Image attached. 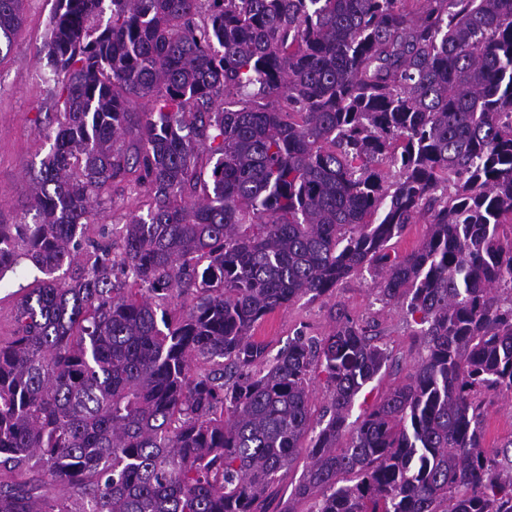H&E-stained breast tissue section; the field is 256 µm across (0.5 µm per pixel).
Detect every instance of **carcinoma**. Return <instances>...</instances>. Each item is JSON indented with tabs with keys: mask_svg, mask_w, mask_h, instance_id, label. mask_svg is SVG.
I'll list each match as a JSON object with an SVG mask.
<instances>
[{
	"mask_svg": "<svg viewBox=\"0 0 512 512\" xmlns=\"http://www.w3.org/2000/svg\"><path fill=\"white\" fill-rule=\"evenodd\" d=\"M24 2L0 0V55ZM103 2L57 0L36 219L0 224V281L28 280L0 512H266L303 450L310 512H512L480 401L512 395V0H110L102 25ZM130 174L146 213L91 236ZM362 268L421 352L350 428L391 360L374 326L274 356L252 330ZM426 231V224H410L401 238L391 241V253H393L394 250L402 255L416 249L422 243Z\"/></svg>",
	"mask_w": 512,
	"mask_h": 512,
	"instance_id": "obj_1",
	"label": "carcinoma"
}]
</instances>
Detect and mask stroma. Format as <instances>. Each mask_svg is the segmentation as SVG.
Segmentation results:
<instances>
[{
	"instance_id": "35a3bbf8",
	"label": "stroma",
	"mask_w": 512,
	"mask_h": 512,
	"mask_svg": "<svg viewBox=\"0 0 512 512\" xmlns=\"http://www.w3.org/2000/svg\"><path fill=\"white\" fill-rule=\"evenodd\" d=\"M55 8L56 0H25L24 23L10 52L0 57V224L16 223L24 215L30 177L50 150L45 133L56 127L54 82L41 53ZM142 200L143 189L134 180L113 184L103 195V223H125L139 213ZM339 310L360 321L376 322L381 342L392 353L387 371L356 396L349 413L354 421L405 380L420 350L418 324L400 306L378 301L372 271L354 273L326 298H303L276 311L255 328L254 336L276 352L296 336L328 333ZM485 430L488 446L512 440V396L487 398Z\"/></svg>"
}]
</instances>
